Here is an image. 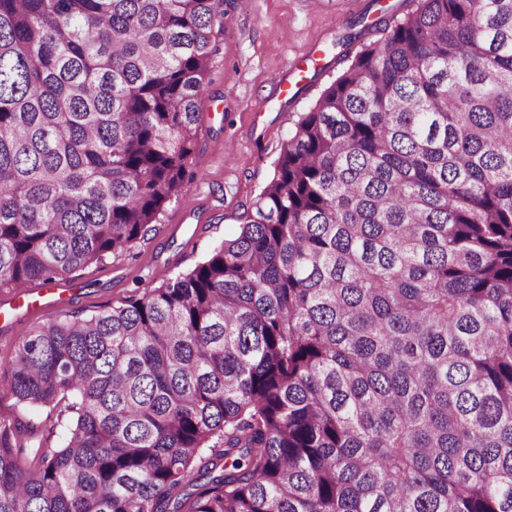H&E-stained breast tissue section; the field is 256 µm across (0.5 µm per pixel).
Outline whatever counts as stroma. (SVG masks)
<instances>
[{
  "mask_svg": "<svg viewBox=\"0 0 512 512\" xmlns=\"http://www.w3.org/2000/svg\"><path fill=\"white\" fill-rule=\"evenodd\" d=\"M406 0H224V31L198 118L191 178L157 224L130 250L53 282L30 280L24 300L0 287V419L34 432L22 466L63 447L72 396L51 407L17 405L5 389L11 352L39 325L125 303L188 272L224 239L274 176L282 144L299 118L347 66L337 42L350 22L400 19Z\"/></svg>",
  "mask_w": 512,
  "mask_h": 512,
  "instance_id": "35a3bbf8",
  "label": "stroma"
}]
</instances>
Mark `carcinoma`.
Wrapping results in <instances>:
<instances>
[{
  "instance_id": "1",
  "label": "carcinoma",
  "mask_w": 512,
  "mask_h": 512,
  "mask_svg": "<svg viewBox=\"0 0 512 512\" xmlns=\"http://www.w3.org/2000/svg\"><path fill=\"white\" fill-rule=\"evenodd\" d=\"M223 31L224 0H0V286L159 221ZM9 371L76 400L34 470L0 420V512H512V0H418L236 237Z\"/></svg>"
}]
</instances>
